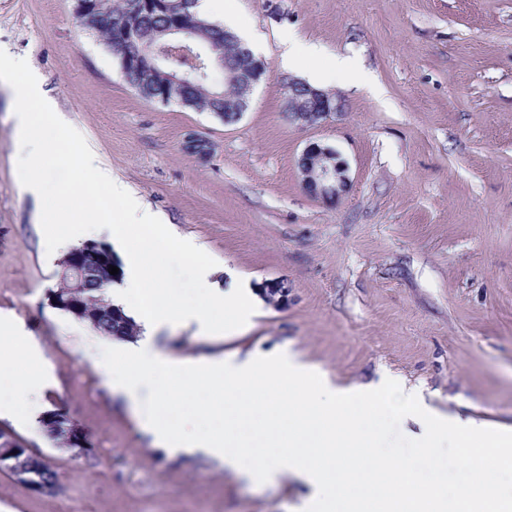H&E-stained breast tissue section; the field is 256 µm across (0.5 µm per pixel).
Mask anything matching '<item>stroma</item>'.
I'll use <instances>...</instances> for the list:
<instances>
[{"label":"stroma","instance_id":"35a3bbf8","mask_svg":"<svg viewBox=\"0 0 512 512\" xmlns=\"http://www.w3.org/2000/svg\"><path fill=\"white\" fill-rule=\"evenodd\" d=\"M237 4L265 39L270 77L227 124L140 97L80 29L74 0H0V44L31 60L113 176L215 259L212 282L288 289L237 335L166 326L157 347L173 359L289 348L340 385L387 373L444 414L512 429V0ZM288 32L320 47V71L350 56L385 100L334 78L323 88L339 112L289 122ZM14 104L0 87V311L41 344L54 406L94 447L76 457L40 426L1 418L49 458L59 490L39 495L0 473V512H295L310 489L294 476L250 484L201 453L158 448L108 386L106 339L52 306L63 253L47 252L36 204L16 188ZM192 138L206 157L186 150ZM314 141L349 167L333 204L301 186L298 161Z\"/></svg>","mask_w":512,"mask_h":512}]
</instances>
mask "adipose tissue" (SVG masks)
<instances>
[{
	"instance_id": "adipose-tissue-1",
	"label": "adipose tissue",
	"mask_w": 512,
	"mask_h": 512,
	"mask_svg": "<svg viewBox=\"0 0 512 512\" xmlns=\"http://www.w3.org/2000/svg\"><path fill=\"white\" fill-rule=\"evenodd\" d=\"M48 381L40 344L15 322L0 318V418L36 421L32 398Z\"/></svg>"
}]
</instances>
